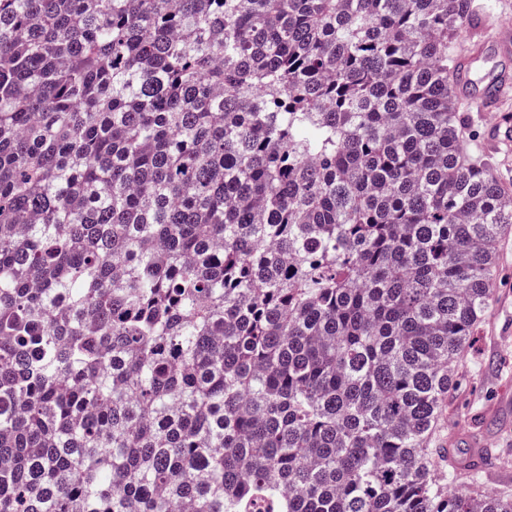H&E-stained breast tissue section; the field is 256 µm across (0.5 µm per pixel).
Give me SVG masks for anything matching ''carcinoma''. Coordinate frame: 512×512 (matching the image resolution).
<instances>
[{
  "label": "carcinoma",
  "mask_w": 512,
  "mask_h": 512,
  "mask_svg": "<svg viewBox=\"0 0 512 512\" xmlns=\"http://www.w3.org/2000/svg\"><path fill=\"white\" fill-rule=\"evenodd\" d=\"M495 8L0 0V512H512L434 447L512 227L454 95Z\"/></svg>",
  "instance_id": "1"
}]
</instances>
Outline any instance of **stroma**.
Wrapping results in <instances>:
<instances>
[{
    "instance_id": "obj_1",
    "label": "stroma",
    "mask_w": 512,
    "mask_h": 512,
    "mask_svg": "<svg viewBox=\"0 0 512 512\" xmlns=\"http://www.w3.org/2000/svg\"><path fill=\"white\" fill-rule=\"evenodd\" d=\"M495 2L494 28L469 29L459 39L461 47L474 42L482 47L471 64V77L477 82L491 72L512 73V56L495 53L491 42L495 27L512 26V0ZM460 120L469 153L484 160L512 188V142H490L487 118L469 105H462ZM453 379L437 442L465 436L486 442L491 454V463L484 468L486 486L512 485V232L499 245L495 301L475 327L469 350L455 364Z\"/></svg>"
}]
</instances>
